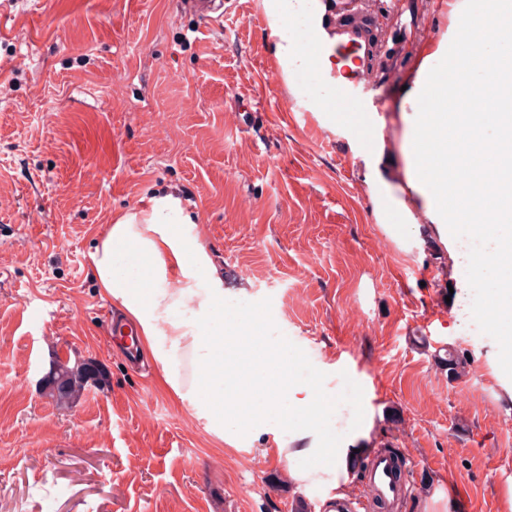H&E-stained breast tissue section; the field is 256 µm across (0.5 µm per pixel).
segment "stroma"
<instances>
[{
  "instance_id": "1",
  "label": "stroma",
  "mask_w": 512,
  "mask_h": 512,
  "mask_svg": "<svg viewBox=\"0 0 512 512\" xmlns=\"http://www.w3.org/2000/svg\"><path fill=\"white\" fill-rule=\"evenodd\" d=\"M264 0L220 23L183 0H0V512H291L280 416L248 448L216 441L154 362L112 350L91 254L118 213L177 193L231 293L286 338L294 379H323L316 440L396 448L414 473L402 512H512V380L498 346L459 321L471 298L454 246L401 248L364 193L404 200L415 49L382 84L386 150L352 166L350 128L320 136L287 113L265 68ZM255 112H237L241 95ZM469 349L459 380L438 351ZM100 372L71 406L43 390L56 355Z\"/></svg>"
}]
</instances>
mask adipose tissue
<instances>
[{
	"mask_svg": "<svg viewBox=\"0 0 512 512\" xmlns=\"http://www.w3.org/2000/svg\"><path fill=\"white\" fill-rule=\"evenodd\" d=\"M193 226L171 192L118 216L92 255L98 288L135 325L166 387L215 439L235 446L259 437L279 414L295 445L277 453L296 487L325 500L344 496L353 448L311 442L321 417L314 390L291 381L288 345L270 344L260 317L230 314L224 279ZM130 254L136 263L123 266ZM187 364L193 368L188 378L182 374Z\"/></svg>",
	"mask_w": 512,
	"mask_h": 512,
	"instance_id": "adipose-tissue-1",
	"label": "adipose tissue"
}]
</instances>
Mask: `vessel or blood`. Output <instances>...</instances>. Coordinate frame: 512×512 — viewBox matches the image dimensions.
<instances>
[{
	"label": "vessel or blood",
	"mask_w": 512,
	"mask_h": 512,
	"mask_svg": "<svg viewBox=\"0 0 512 512\" xmlns=\"http://www.w3.org/2000/svg\"><path fill=\"white\" fill-rule=\"evenodd\" d=\"M315 15L305 37L296 40L298 62L283 69L274 66L276 84L304 88L316 84L326 88V95L313 102L294 98L289 111L309 119L316 112H353L356 159L374 155L378 141L376 122L368 94L379 80L394 81L398 72L391 61L398 50L396 18L400 0H315ZM448 0H423V20L411 39L419 45L432 40L436 49L447 52L453 39L448 26ZM342 60V67H331L330 59ZM112 343L127 357H134L138 347L136 329L122 320H113ZM374 496L389 504L402 501L406 484L404 470L385 454L371 456L363 476Z\"/></svg>",
	"instance_id": "1"
}]
</instances>
